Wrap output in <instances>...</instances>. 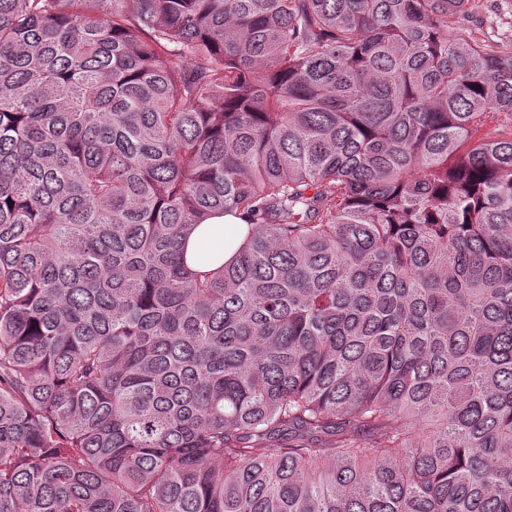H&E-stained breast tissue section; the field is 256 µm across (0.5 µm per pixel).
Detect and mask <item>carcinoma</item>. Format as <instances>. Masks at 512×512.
<instances>
[{"mask_svg": "<svg viewBox=\"0 0 512 512\" xmlns=\"http://www.w3.org/2000/svg\"><path fill=\"white\" fill-rule=\"evenodd\" d=\"M468 4L0 0V512H512V53ZM247 227L232 214L216 215L201 224L185 245V258L188 264L200 270H213L230 262L242 244ZM220 233V245H216L205 262H200L201 242L215 241Z\"/></svg>", "mask_w": 512, "mask_h": 512, "instance_id": "carcinoma-1", "label": "carcinoma"}]
</instances>
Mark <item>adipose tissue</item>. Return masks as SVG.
Masks as SVG:
<instances>
[{"mask_svg": "<svg viewBox=\"0 0 512 512\" xmlns=\"http://www.w3.org/2000/svg\"><path fill=\"white\" fill-rule=\"evenodd\" d=\"M247 227L234 215H216L201 224L185 245L188 264L205 270L230 262L242 244Z\"/></svg>", "mask_w": 512, "mask_h": 512, "instance_id": "obj_1", "label": "adipose tissue"}]
</instances>
